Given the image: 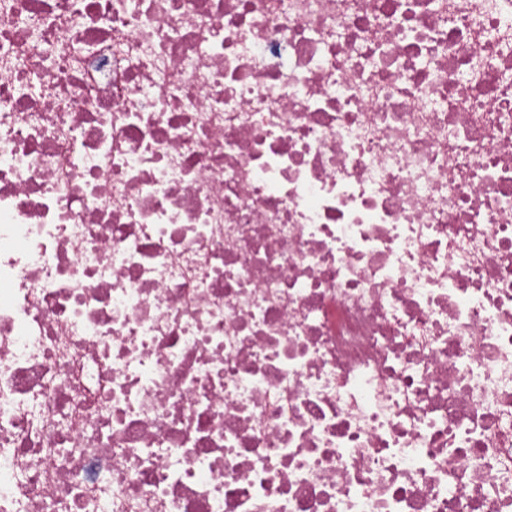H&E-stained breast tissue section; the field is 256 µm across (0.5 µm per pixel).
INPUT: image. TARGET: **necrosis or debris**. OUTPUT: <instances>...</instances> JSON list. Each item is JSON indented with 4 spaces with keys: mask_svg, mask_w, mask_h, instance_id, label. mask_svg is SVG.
Instances as JSON below:
<instances>
[{
    "mask_svg": "<svg viewBox=\"0 0 512 512\" xmlns=\"http://www.w3.org/2000/svg\"><path fill=\"white\" fill-rule=\"evenodd\" d=\"M0 512H512V0H0Z\"/></svg>",
    "mask_w": 512,
    "mask_h": 512,
    "instance_id": "1",
    "label": "necrosis or debris"
}]
</instances>
